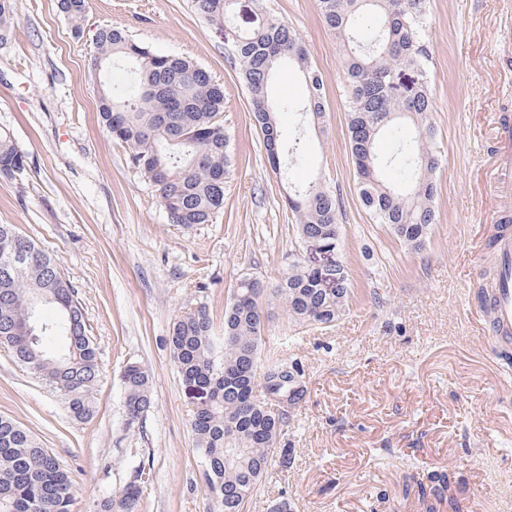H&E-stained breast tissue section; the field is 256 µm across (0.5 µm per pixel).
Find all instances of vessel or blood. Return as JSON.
I'll use <instances>...</instances> for the list:
<instances>
[{
  "mask_svg": "<svg viewBox=\"0 0 512 512\" xmlns=\"http://www.w3.org/2000/svg\"><path fill=\"white\" fill-rule=\"evenodd\" d=\"M489 188L496 204L491 234L495 276L487 290L488 321L480 330L501 352L512 347V121L506 119L496 133Z\"/></svg>",
  "mask_w": 512,
  "mask_h": 512,
  "instance_id": "obj_1",
  "label": "vessel or blood"
}]
</instances>
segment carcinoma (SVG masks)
<instances>
[{
	"mask_svg": "<svg viewBox=\"0 0 512 512\" xmlns=\"http://www.w3.org/2000/svg\"><path fill=\"white\" fill-rule=\"evenodd\" d=\"M237 0H195L209 22L234 33V51L263 135L271 168L283 175L285 204L295 219L297 238L340 250V203L319 181L290 185L288 170L301 157V141L284 143L277 114L289 108L270 91L273 70L284 62L303 75L309 95L304 107L313 123L325 110L323 80L308 61L307 50L283 18L264 13L243 33L236 30ZM324 26L343 48L349 90L348 131L358 193L377 224L414 251L426 246L436 221L433 176L440 165L434 150L436 129L428 89L424 27L429 0H318ZM62 13L82 33L88 0H59ZM369 21L372 36L363 42L360 27ZM14 23L13 0H0V41ZM94 68L115 61L133 65L127 84L101 86L99 111L112 138L127 146L132 165L158 192L171 224H208L224 209L227 141L221 114L224 87L191 60L158 53L120 28L96 32ZM415 82L394 91L402 71ZM415 136L405 137L403 126ZM387 135L396 152L382 158L378 139ZM25 153L0 129V177L26 171ZM326 269L293 262L276 288L288 314L300 323L329 328L349 311V275L328 288ZM263 283L240 278L224 309L223 335L202 305L173 324L171 353L193 391L191 428L204 460L202 479L222 512H243L272 467L288 468L291 456L279 447L293 410L306 396L305 372L295 360L261 358ZM0 347L14 361L64 392L71 416L86 421L94 413L93 390L99 377L98 353L78 292L59 264L11 224H0ZM128 425L152 407L149 374L137 363L122 373ZM145 469L136 472L119 498L105 497L96 512H135ZM73 479L57 457L12 417L0 415V512H71ZM422 512H461L449 492L448 474L426 472L406 485Z\"/></svg>",
	"mask_w": 512,
	"mask_h": 512,
	"instance_id": "cac0c4a2",
	"label": "carcinoma"
}]
</instances>
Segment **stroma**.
Instances as JSON below:
<instances>
[{
  "label": "stroma",
  "mask_w": 512,
  "mask_h": 512,
  "mask_svg": "<svg viewBox=\"0 0 512 512\" xmlns=\"http://www.w3.org/2000/svg\"><path fill=\"white\" fill-rule=\"evenodd\" d=\"M76 35L58 0H15L11 39L0 45V128L28 157L25 174L0 177V224L14 225L60 264L78 291L99 361L95 413L75 421L64 396L0 349V414L19 421L74 479L72 512L118 496L138 465L150 478L136 512H218L201 478L188 390L169 338L176 318L206 306L215 329L238 279L259 276L265 334L301 361L306 397L281 441L292 454L244 512H419L405 478L447 472L464 512H512V366L476 323L491 271L490 145L512 114V45L505 0H429L425 43L434 103L433 224L426 247L403 246L374 223L357 190L348 136L343 51L320 21L318 0H237L239 29L260 12L293 27L323 77L325 120L303 124L308 90L281 67L271 92L294 109L278 115L284 140L301 138L296 183L322 181L340 200L339 253L352 306L335 327L295 323L273 293L294 259L315 252L296 238L282 184L250 120V97L221 27L192 0H89ZM124 29L159 53L187 57L224 87L228 136L224 209L212 223H169L154 187L99 118L101 83L90 64L97 29ZM150 376L153 406L138 425L124 413L122 371Z\"/></svg>",
  "instance_id": "obj_1"
}]
</instances>
